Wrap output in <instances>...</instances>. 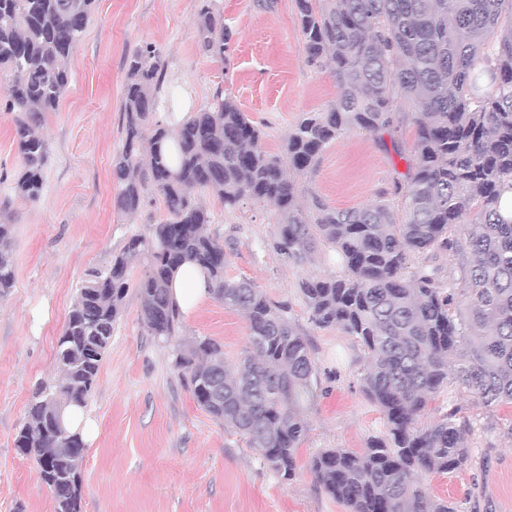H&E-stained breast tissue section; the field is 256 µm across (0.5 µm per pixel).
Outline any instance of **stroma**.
Instances as JSON below:
<instances>
[{"label": "stroma", "instance_id": "35a3bbf8", "mask_svg": "<svg viewBox=\"0 0 512 512\" xmlns=\"http://www.w3.org/2000/svg\"><path fill=\"white\" fill-rule=\"evenodd\" d=\"M215 6L234 33L225 63L197 50L199 0H94L68 60L70 83L41 128L50 154L36 201L14 193L22 171L15 115L0 108V222L13 226L16 264L15 285L0 297V512H53L34 456L14 446L31 390L59 376L57 339L88 271L109 268L131 236L168 217L159 201L134 214L114 204L111 162L121 145L125 54L155 47L167 83L189 91L191 111L226 89L260 126L271 153L282 152L303 113L324 111L338 98L330 71L307 62L295 0H215ZM397 142L385 148L365 132L348 133L297 184L339 209L371 203L405 174L414 153L412 126L402 128ZM197 197L213 229L233 240L225 276L250 280L270 300L289 304L322 371L296 476L281 480L243 437L197 406L174 368L172 345L148 335L131 294L87 403L96 436L80 464L83 512H347L319 487L309 461L326 448L361 451L386 424L360 389L364 351L339 329L310 325L298 290L301 279L342 268L325 248L304 267L267 249L275 216L262 202L247 200L228 213L214 192ZM248 334L244 314L212 298L182 318V338L223 343L231 363ZM451 408L473 425L470 460L456 472L430 476V492L460 512H512V406L484 407L462 389L441 392L429 405L434 417Z\"/></svg>", "mask_w": 512, "mask_h": 512}]
</instances>
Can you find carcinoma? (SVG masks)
Returning a JSON list of instances; mask_svg holds the SVG:
<instances>
[{
	"label": "carcinoma",
	"mask_w": 512,
	"mask_h": 512,
	"mask_svg": "<svg viewBox=\"0 0 512 512\" xmlns=\"http://www.w3.org/2000/svg\"><path fill=\"white\" fill-rule=\"evenodd\" d=\"M295 2L308 62L331 68L339 95L298 119L281 155L264 149L262 129L221 90L169 130L156 118L161 54L146 45L126 58L115 204L133 214L156 197L168 218L87 275L57 341L60 378L32 389L14 445L35 456L54 512H82L85 443L65 425V410L87 404L129 291L149 335H179L168 283L188 262L205 271L214 299L246 314L249 335L233 364L214 339L181 341L178 376L198 407L246 438L282 479L295 476L320 372L288 305L250 280L224 277V240L208 230L200 189L228 212L249 198L272 207L266 246L286 261L302 266L321 246L341 261L342 274L303 278L298 289L309 324L336 327L363 347L360 388L386 420V433L361 451L329 448L309 462L319 487L349 512H459L427 480L468 463L471 427L454 410L429 418V403L457 384L486 407L512 404V219L500 213L512 190V0ZM92 5L0 0V80L23 164L14 192L29 201L41 195L49 154L39 129L69 84L67 60ZM196 30L199 52L227 58L232 32L212 0H200ZM407 121L414 155L404 180L361 207L336 209L318 196L301 203L288 172L307 173L347 132L365 131L384 147ZM172 137L174 168L162 153ZM448 253L456 267L445 281L437 260ZM135 261L145 272L132 289ZM15 278L12 225L0 223L1 298Z\"/></svg>",
	"instance_id": "cac0c4a2"
}]
</instances>
